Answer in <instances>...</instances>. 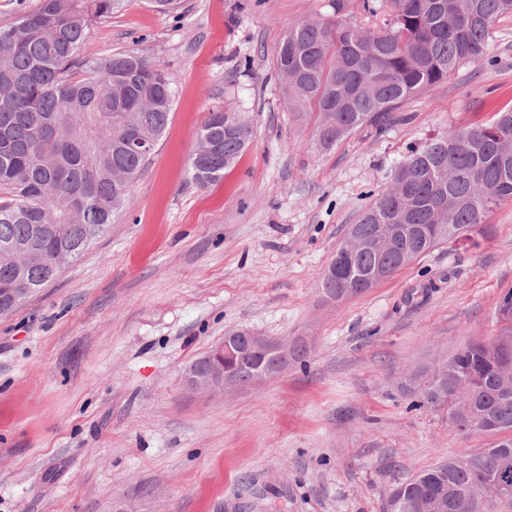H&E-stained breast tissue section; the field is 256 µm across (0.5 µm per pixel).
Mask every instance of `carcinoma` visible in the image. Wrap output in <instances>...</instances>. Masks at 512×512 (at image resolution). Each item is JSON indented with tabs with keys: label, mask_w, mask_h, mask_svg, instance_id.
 I'll return each mask as SVG.
<instances>
[{
	"label": "carcinoma",
	"mask_w": 512,
	"mask_h": 512,
	"mask_svg": "<svg viewBox=\"0 0 512 512\" xmlns=\"http://www.w3.org/2000/svg\"><path fill=\"white\" fill-rule=\"evenodd\" d=\"M122 0H39L10 27L0 28V313L52 281L112 224L128 200V187L170 121L171 79L131 51L91 65L79 60L88 24ZM377 29L343 20L303 21L288 28L275 54L288 106L315 114L314 136L323 151L363 126L382 131L394 112L461 66L481 61L497 18L512 14V0H363ZM253 136L249 116L233 107L209 113L190 162L201 186L224 177ZM138 137L148 149L127 147ZM512 200V110L480 125L458 128L412 149L392 185L351 225L355 254L322 288L331 296L384 268L457 236L469 237L492 209ZM489 354L486 340H470L454 353L408 373L403 392L416 405L456 422H488L495 437L480 448L396 484L395 512H471L461 491L507 480L512 487V385L501 363H512V319ZM262 363H237L246 385Z\"/></svg>",
	"instance_id": "cac0c4a2"
}]
</instances>
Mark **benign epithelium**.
<instances>
[{
  "mask_svg": "<svg viewBox=\"0 0 512 512\" xmlns=\"http://www.w3.org/2000/svg\"><path fill=\"white\" fill-rule=\"evenodd\" d=\"M288 343L274 342L265 336L249 332H240L236 336H226L224 340L210 349L208 357L211 366L203 368L189 367L185 374L186 385L199 392L209 394L237 388L239 384L231 368V361L249 352L263 357L288 353Z\"/></svg>",
  "mask_w": 512,
  "mask_h": 512,
  "instance_id": "7a95c632",
  "label": "benign epithelium"
}]
</instances>
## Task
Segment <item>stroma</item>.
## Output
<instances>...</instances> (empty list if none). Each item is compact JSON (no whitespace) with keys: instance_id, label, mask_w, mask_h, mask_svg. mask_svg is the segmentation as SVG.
Masks as SVG:
<instances>
[{"instance_id":"1","label":"stroma","mask_w":512,"mask_h":512,"mask_svg":"<svg viewBox=\"0 0 512 512\" xmlns=\"http://www.w3.org/2000/svg\"><path fill=\"white\" fill-rule=\"evenodd\" d=\"M362 0H124L79 50L143 54L173 80L171 122L129 203L90 247L0 314V512H383L388 491L487 447L410 406L407 372L497 335L512 290V200L369 291L321 287L361 212L411 149L512 107V15L487 58L423 91L384 133L330 151L274 67L288 28L379 26ZM242 107L253 141L218 182L192 177L209 111ZM303 357L257 386L186 388L225 334Z\"/></svg>"}]
</instances>
